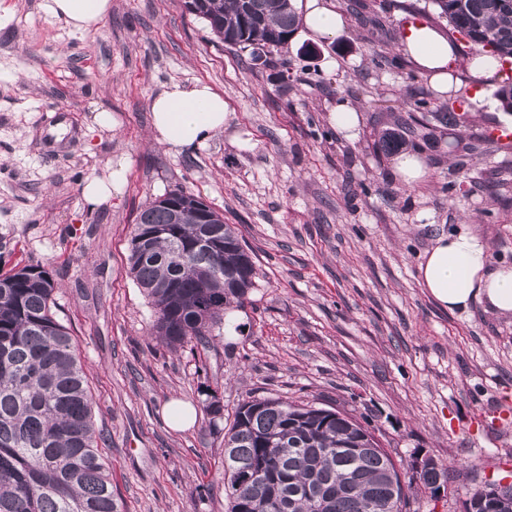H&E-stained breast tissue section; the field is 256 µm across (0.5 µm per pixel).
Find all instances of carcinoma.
<instances>
[{
	"label": "carcinoma",
	"mask_w": 512,
	"mask_h": 512,
	"mask_svg": "<svg viewBox=\"0 0 512 512\" xmlns=\"http://www.w3.org/2000/svg\"><path fill=\"white\" fill-rule=\"evenodd\" d=\"M230 48L258 61L298 27L292 0H192ZM437 18L464 36L475 56L512 62V0H431ZM383 130L386 154L406 146ZM182 217L157 199L139 213L129 272L154 308V335L177 350L205 345L228 310L244 305L256 262L237 228L180 191ZM56 284L40 265L0 274V512H123L98 452L93 399L67 329L53 311ZM229 512H407L408 495L391 455L364 416L254 398L238 405L224 432ZM360 452L354 453L352 449ZM432 492L448 468L436 462L411 477ZM470 512H487L483 481L472 476Z\"/></svg>",
	"instance_id": "1"
}]
</instances>
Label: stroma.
Listing matches in <instances>:
<instances>
[{
    "label": "stroma",
    "mask_w": 512,
    "mask_h": 512,
    "mask_svg": "<svg viewBox=\"0 0 512 512\" xmlns=\"http://www.w3.org/2000/svg\"><path fill=\"white\" fill-rule=\"evenodd\" d=\"M42 2L0 0V268L52 270L125 512H227L224 435L203 411L211 393L228 415L253 396L362 414L400 469L420 453L447 463L442 498L411 488L409 512H461L468 466L501 478L512 418L493 427L484 414L512 401V315L444 310L417 279L436 240L458 231L512 266V191L498 194L491 175L512 172V151L485 137L512 126L494 97L500 77L472 83L462 53L465 95L431 88L396 50L410 5L445 27L425 0H362L382 39L353 0H329L343 18L335 39L298 31L258 63L186 0H112L81 33ZM173 82L208 84L231 112L223 132L181 153L152 140L150 103ZM462 100L466 121L435 120ZM342 103L359 112L354 131L330 120ZM101 109L111 125L95 122ZM397 126L426 164L411 186L376 146ZM120 161L123 191L87 205L83 183ZM176 189L238 227L258 275L210 348L174 352L150 334L128 255L139 211ZM173 399L195 408L190 428L164 421Z\"/></svg>",
    "instance_id": "stroma-1"
}]
</instances>
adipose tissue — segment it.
<instances>
[{
    "instance_id": "ef3b65f1",
    "label": "adipose tissue",
    "mask_w": 512,
    "mask_h": 512,
    "mask_svg": "<svg viewBox=\"0 0 512 512\" xmlns=\"http://www.w3.org/2000/svg\"><path fill=\"white\" fill-rule=\"evenodd\" d=\"M111 7L110 0H45L43 5L49 15L76 32L98 26ZM400 51L436 89L459 88L450 69L455 51L443 30L424 23L411 26L400 40ZM150 112L156 142L175 152L206 143L229 120L223 96L200 82L170 84L152 99ZM417 275L445 310H464L478 301L495 313L512 314V266L493 264L474 235L439 237L419 263Z\"/></svg>"
}]
</instances>
